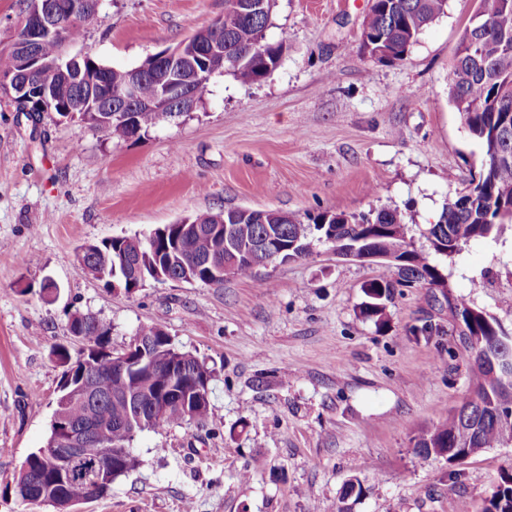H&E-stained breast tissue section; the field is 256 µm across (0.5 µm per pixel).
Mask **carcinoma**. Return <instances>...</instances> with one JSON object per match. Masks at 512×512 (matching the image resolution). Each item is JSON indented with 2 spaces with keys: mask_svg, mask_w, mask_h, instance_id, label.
I'll return each mask as SVG.
<instances>
[{
  "mask_svg": "<svg viewBox=\"0 0 512 512\" xmlns=\"http://www.w3.org/2000/svg\"><path fill=\"white\" fill-rule=\"evenodd\" d=\"M273 3L270 0H225L224 29L220 33L224 52L209 59V70L231 73L243 82H260L273 73L283 54V44L266 39ZM448 0H371L363 21L361 48L378 60H404L422 32L445 15ZM476 22L468 23L457 46L448 77V98L470 134L486 147V158L466 187L448 199L436 223L422 236L430 243L433 255L415 248L409 236V220L398 208H383L375 215L308 212L298 216L277 210L268 225L258 224L246 208L227 210L234 227L231 248L224 249L220 263H232L230 274L252 276L253 267L237 261L244 251L263 237L266 228L279 232L281 242L293 246L288 253L294 260L308 256L313 242L326 240L339 257L351 246L368 247L395 257L385 266L386 274L370 282L365 289L362 313L385 323V301L393 289L445 288L447 281L434 258L451 259L462 247L477 241L495 239L504 224L512 223V0H479ZM88 18L72 19L63 41H44L42 57L57 60L66 56V47L85 36ZM83 70H94L106 86L119 88L128 81L131 70L115 69L92 58L78 60ZM170 78L168 69H157L140 81L144 98L155 96L159 86ZM58 103L79 115L82 123L95 132L116 140H127L146 133L160 122L157 112L132 113L123 124L103 125L99 113L86 112L87 98L79 91L73 75L55 73L47 76ZM191 223L200 233L184 230L180 224H165L138 238L140 251L128 244V237H112L85 243L81 269L95 279L112 286L116 281L124 289L140 288L143 281H130L115 272L123 257L134 252L146 281L162 273L182 281L191 278L207 286H220L209 269L197 260L215 251L217 242L204 228L214 223V213L200 212ZM448 304L458 320V335L470 349L474 365L470 375L471 395L448 417L413 437L416 452L427 459L469 458L487 448L512 446V336L498 321L477 307L472 300L448 296ZM80 342L87 348L85 361L72 360L65 345L56 346L52 355L63 367L62 379L78 382L83 363L91 366L94 393L90 400L68 397L73 387L60 384L53 417L83 427L86 433L81 469L88 470L107 451L129 448L135 440L128 423L143 420L144 430L159 431L182 424L185 417L205 419L210 400H195V374L210 373L205 362L179 348L158 324L141 326L136 335L142 346L130 348L134 369L126 377L112 374V351L107 349L111 325L89 312L75 319ZM184 383L182 395L189 396V415L172 413L163 419L153 417L150 404L169 385L171 375ZM366 489L357 478L348 479L341 490L336 512H353ZM88 488L81 479L73 480L64 490L66 498L86 501ZM484 512H512V471H505L486 499Z\"/></svg>",
  "mask_w": 512,
  "mask_h": 512,
  "instance_id": "1",
  "label": "carcinoma"
}]
</instances>
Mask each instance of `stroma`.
<instances>
[{
  "mask_svg": "<svg viewBox=\"0 0 512 512\" xmlns=\"http://www.w3.org/2000/svg\"><path fill=\"white\" fill-rule=\"evenodd\" d=\"M369 0H275L269 41L285 46L266 80L214 76L194 109L141 137L112 140L53 112L0 98V512H49L5 492L50 433L62 368L78 350L68 318L93 313L124 351L162 325L212 371L210 413L140 433L137 467L77 512H336L344 482L367 489L353 512H482L511 448L465 460L420 457L412 438L470 393L472 356L449 295H468L512 336V226L441 262L447 289L398 288L386 324L361 313L382 265L307 257L223 285L109 289L78 246L233 208L366 214L384 207L435 223L486 149L448 99V75L477 0L448 12L404 60L360 50ZM224 14V0H101L78 47L139 66ZM60 287L40 297L44 278ZM480 289H472L473 281ZM437 326L417 336L413 327Z\"/></svg>",
  "mask_w": 512,
  "mask_h": 512,
  "instance_id": "35a3bbf8",
  "label": "stroma"
}]
</instances>
